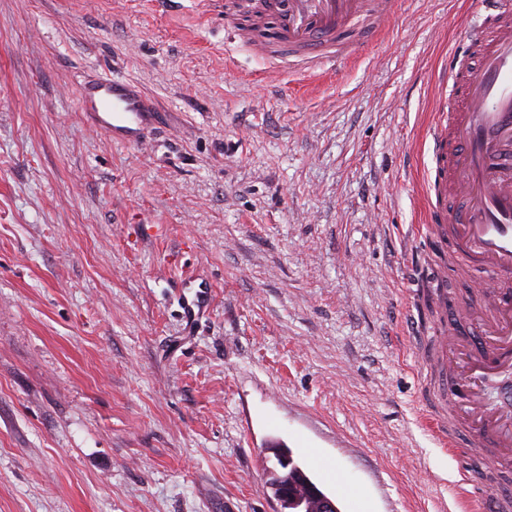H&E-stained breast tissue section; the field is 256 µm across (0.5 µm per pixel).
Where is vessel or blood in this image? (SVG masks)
<instances>
[{
	"mask_svg": "<svg viewBox=\"0 0 512 512\" xmlns=\"http://www.w3.org/2000/svg\"><path fill=\"white\" fill-rule=\"evenodd\" d=\"M397 0H264L266 17L276 23L274 44L254 41L259 55H283L311 68L361 56L385 30ZM477 68H470L471 58ZM450 75L439 89H450L457 109L429 128L436 178L427 203L432 238L454 239L460 261L481 267L495 290L489 317L470 322L472 350L458 356L455 316L436 323L435 355L446 366L447 397L422 403L423 424L439 447L457 456L458 442L448 426L463 400L478 397L498 382L499 405L476 408L479 430L473 447L492 448L501 465L512 467V383L496 381L494 370L512 369V0H472ZM83 120L119 145L144 143L158 121L152 101L129 80L95 73L79 87ZM464 201L449 207L448 188ZM461 512H512V499L476 486L467 476L455 483Z\"/></svg>",
	"mask_w": 512,
	"mask_h": 512,
	"instance_id": "1",
	"label": "vessel or blood"
}]
</instances>
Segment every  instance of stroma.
<instances>
[{
    "instance_id": "35a3bbf8",
    "label": "stroma",
    "mask_w": 512,
    "mask_h": 512,
    "mask_svg": "<svg viewBox=\"0 0 512 512\" xmlns=\"http://www.w3.org/2000/svg\"><path fill=\"white\" fill-rule=\"evenodd\" d=\"M224 3L0 0V512H278L275 444L340 512H459L462 469L511 495L419 423L425 290L482 306L413 234L467 0H400L330 78ZM94 70L162 112L146 142L85 126Z\"/></svg>"
}]
</instances>
